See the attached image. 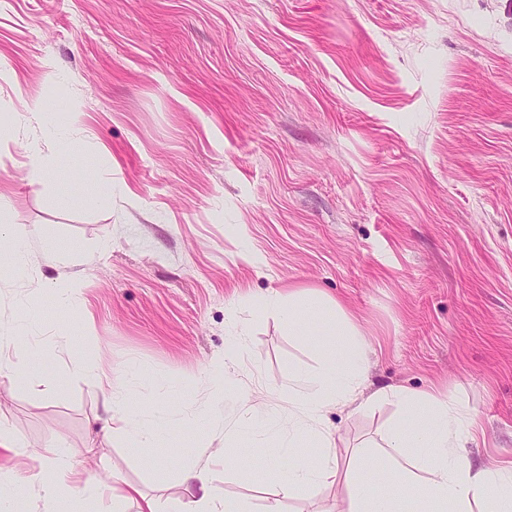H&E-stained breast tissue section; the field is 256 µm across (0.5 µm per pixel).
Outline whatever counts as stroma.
<instances>
[{"label": "stroma", "instance_id": "1", "mask_svg": "<svg viewBox=\"0 0 512 512\" xmlns=\"http://www.w3.org/2000/svg\"><path fill=\"white\" fill-rule=\"evenodd\" d=\"M30 100L79 124L78 153L29 122ZM1 225L73 249L33 245L22 280L0 258V335L22 300L38 312L42 361L0 376L32 479L62 439L90 472L108 460L148 495L185 496L180 462L224 445L212 407L233 418L256 379L276 411L312 365L250 304L291 288L342 304L371 347L368 391L451 393L479 415L471 462H512V0H0ZM71 283L91 326L55 304ZM231 305L253 374L235 383L213 370ZM74 357L152 399L156 448L93 433L105 396L65 376ZM397 416L386 402L326 424L347 460ZM255 465L214 483L262 512L277 482Z\"/></svg>", "mask_w": 512, "mask_h": 512}]
</instances>
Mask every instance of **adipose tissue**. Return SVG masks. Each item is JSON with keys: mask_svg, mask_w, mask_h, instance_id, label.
Returning a JSON list of instances; mask_svg holds the SVG:
<instances>
[{"mask_svg": "<svg viewBox=\"0 0 512 512\" xmlns=\"http://www.w3.org/2000/svg\"><path fill=\"white\" fill-rule=\"evenodd\" d=\"M257 311L277 319L292 336L306 335L305 320L316 317L323 340L314 347L320 369L299 367L289 373L284 419L260 423L258 394L246 391L239 414L224 425V436L236 440L233 448L180 465L179 478L187 495L165 508L160 499L143 494L116 470L93 477L64 442H56L44 456L45 475L37 482L48 512L60 503H101L100 512H249L240 499L219 493L210 465H235L251 457L253 442L267 443L260 463L275 473L282 497L334 485L339 471L336 434L323 421L326 411L355 405L363 393L370 348L346 311L328 298L296 289L271 291L255 303ZM71 376L90 378L106 395L98 422L102 431L124 440L132 451L155 447L160 438L157 416L142 411V395L130 387H113L112 367L67 365ZM378 399H393L398 420L385 436V463L373 468L371 449L360 448L346 476L350 487L341 512H512V468H474L467 448L479 425L476 412L454 398L432 390L406 388L379 391ZM311 440L315 449L302 457L300 444ZM33 453L27 442L0 420V503H11L27 492L30 483L21 463Z\"/></svg>", "mask_w": 512, "mask_h": 512, "instance_id": "ef3b65f1", "label": "adipose tissue"}]
</instances>
